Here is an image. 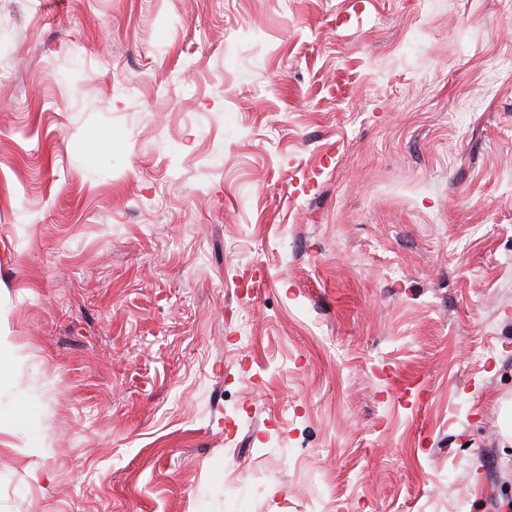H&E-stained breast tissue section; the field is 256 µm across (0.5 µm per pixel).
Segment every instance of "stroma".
<instances>
[{
  "instance_id": "35a3bbf8",
  "label": "stroma",
  "mask_w": 512,
  "mask_h": 512,
  "mask_svg": "<svg viewBox=\"0 0 512 512\" xmlns=\"http://www.w3.org/2000/svg\"><path fill=\"white\" fill-rule=\"evenodd\" d=\"M498 0H0V512H512Z\"/></svg>"
}]
</instances>
